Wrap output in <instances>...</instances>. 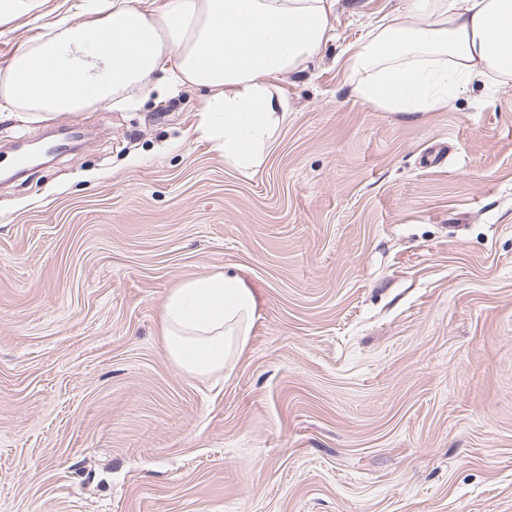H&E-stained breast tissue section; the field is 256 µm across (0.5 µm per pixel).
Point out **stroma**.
<instances>
[{
    "mask_svg": "<svg viewBox=\"0 0 512 512\" xmlns=\"http://www.w3.org/2000/svg\"><path fill=\"white\" fill-rule=\"evenodd\" d=\"M86 0L0 25V68ZM335 42L245 175L151 90L31 123L81 146L0 188V512H512V82L405 116L354 99ZM260 303L219 379L161 339L172 288Z\"/></svg>",
    "mask_w": 512,
    "mask_h": 512,
    "instance_id": "stroma-1",
    "label": "stroma"
}]
</instances>
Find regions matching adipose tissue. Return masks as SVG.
I'll use <instances>...</instances> for the list:
<instances>
[{"instance_id": "adipose-tissue-1", "label": "adipose tissue", "mask_w": 512, "mask_h": 512, "mask_svg": "<svg viewBox=\"0 0 512 512\" xmlns=\"http://www.w3.org/2000/svg\"><path fill=\"white\" fill-rule=\"evenodd\" d=\"M337 0H102L58 17L0 68V112L49 121L135 92L193 88L196 125L224 161L250 173L288 118L291 76L336 37ZM351 95L384 112L448 108L470 85L512 81V0H399L351 45ZM257 309L236 275L182 282L162 307V343L185 374L211 379L246 347Z\"/></svg>"}]
</instances>
